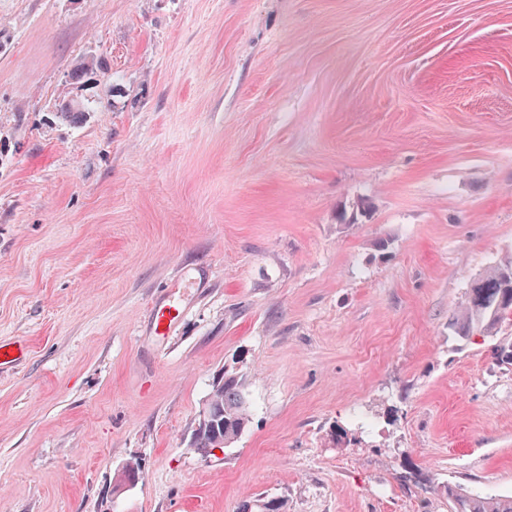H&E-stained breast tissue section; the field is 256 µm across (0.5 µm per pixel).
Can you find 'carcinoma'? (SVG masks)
Returning a JSON list of instances; mask_svg holds the SVG:
<instances>
[{
	"label": "carcinoma",
	"mask_w": 512,
	"mask_h": 512,
	"mask_svg": "<svg viewBox=\"0 0 512 512\" xmlns=\"http://www.w3.org/2000/svg\"><path fill=\"white\" fill-rule=\"evenodd\" d=\"M481 280L487 303L474 306L467 298L448 319V328L463 340H470L475 335L484 338L495 336L497 321H488L483 313L504 291L512 293V259L489 267L481 274ZM494 358L499 364L512 367L511 336L499 338L494 348ZM206 402L214 414V426L211 429L193 430L189 441L190 448L200 454L211 452L217 435L231 444L237 441L251 419L243 378L231 371L224 372V379L213 381ZM240 512H288V499L271 497L249 500L241 505ZM463 512H512V497L470 492L464 500Z\"/></svg>",
	"instance_id": "cac0c4a2"
}]
</instances>
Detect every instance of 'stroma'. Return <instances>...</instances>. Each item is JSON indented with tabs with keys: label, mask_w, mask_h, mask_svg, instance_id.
Instances as JSON below:
<instances>
[{
	"label": "stroma",
	"mask_w": 512,
	"mask_h": 512,
	"mask_svg": "<svg viewBox=\"0 0 512 512\" xmlns=\"http://www.w3.org/2000/svg\"><path fill=\"white\" fill-rule=\"evenodd\" d=\"M510 256L512 0H0V512L512 496V368L448 329ZM237 373L224 371V379L215 380L211 385L206 402L199 413L198 425L202 428L211 425V412L214 426L212 429H193L189 446L199 454H208L212 448H224L237 441L250 424L249 403L244 389L242 376ZM224 439L215 447V434ZM229 442L228 446L225 442Z\"/></svg>",
	"instance_id": "stroma-1"
}]
</instances>
